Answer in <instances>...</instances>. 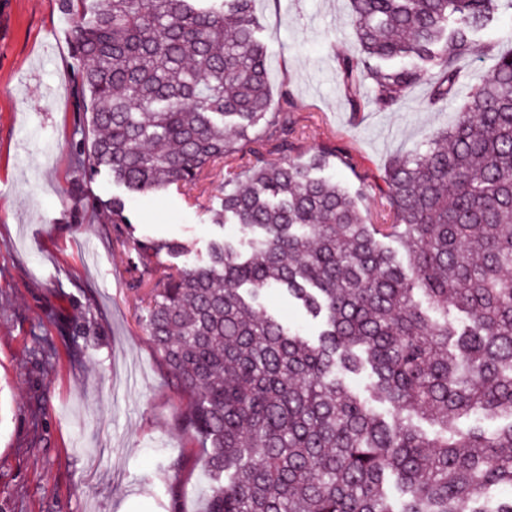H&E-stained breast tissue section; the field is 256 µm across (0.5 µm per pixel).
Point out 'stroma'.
<instances>
[{
    "label": "stroma",
    "mask_w": 512,
    "mask_h": 512,
    "mask_svg": "<svg viewBox=\"0 0 512 512\" xmlns=\"http://www.w3.org/2000/svg\"><path fill=\"white\" fill-rule=\"evenodd\" d=\"M254 11L272 93L290 92L303 129L292 159L351 154L355 167L337 155L327 172L379 223L388 161L422 148L463 98L428 106L425 80L398 111H351L337 75L338 52L355 48L349 0ZM71 26L63 0H0V512H202V441L181 429L189 399L140 322L132 242L84 202L119 189L72 162ZM223 196L218 164L188 193L129 196L127 211L137 234L191 241L176 260L191 267L218 234L237 235L211 223Z\"/></svg>",
    "instance_id": "stroma-1"
}]
</instances>
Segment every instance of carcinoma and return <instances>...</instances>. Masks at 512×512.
Returning a JSON list of instances; mask_svg holds the SVG:
<instances>
[{
	"instance_id": "obj_1",
	"label": "carcinoma",
	"mask_w": 512,
	"mask_h": 512,
	"mask_svg": "<svg viewBox=\"0 0 512 512\" xmlns=\"http://www.w3.org/2000/svg\"><path fill=\"white\" fill-rule=\"evenodd\" d=\"M66 2L75 167L144 195L180 192L222 161L214 225L254 243L245 255L221 235L186 268L160 260L184 242L133 239L144 329L191 399L181 427L207 443L204 512H512V51L486 42L492 70L425 150L389 161L383 223L369 224L317 174L329 149L268 161L298 131L288 95L273 102L253 0ZM499 3L350 0L357 48L338 59L353 110L367 80L387 112L425 76L431 104L457 98V62ZM90 207L129 223L120 197ZM392 236L408 265L383 245ZM271 293L319 320L317 339L269 312ZM347 373L365 374L387 417ZM476 418L503 424L463 425ZM499 489L510 494L487 510Z\"/></svg>"
}]
</instances>
